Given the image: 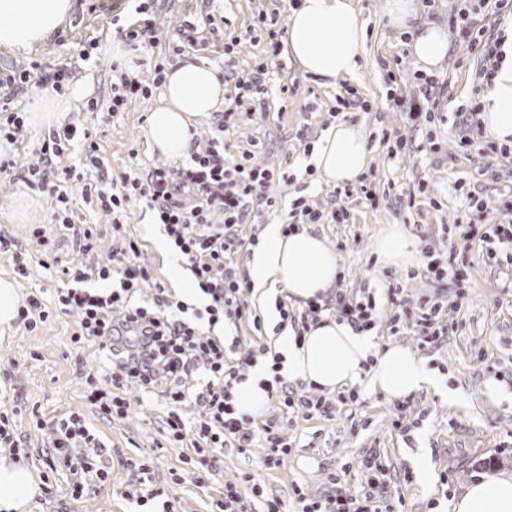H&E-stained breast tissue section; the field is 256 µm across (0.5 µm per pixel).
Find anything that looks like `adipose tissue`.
<instances>
[{"mask_svg": "<svg viewBox=\"0 0 512 512\" xmlns=\"http://www.w3.org/2000/svg\"><path fill=\"white\" fill-rule=\"evenodd\" d=\"M77 7L76 0H0V52L31 53L63 27ZM384 14L391 27L411 35V51L425 70H433L448 55V33L429 24L417 27L414 0H385ZM365 25L352 0H302L288 17L286 50L305 73L323 82L354 79L364 50ZM163 103L148 118L147 137L163 157L187 156L197 130L224 106V81L217 68L184 60L165 72ZM486 134L512 141V59L504 60L483 99ZM371 149L363 126L341 121L323 136L314 155L324 183L356 181L369 164ZM377 251L389 265L412 263L416 247L403 226L392 225L379 237ZM259 297L271 286L288 292L302 305L323 299L338 276L336 253L319 234L301 228L283 233L270 224L248 262ZM286 359L283 374L323 391L366 383L372 390L398 399L435 386L426 362L404 346L377 349L373 336L348 322L322 316L303 338L285 328L274 343ZM42 494L37 473L21 459L0 453V512H30ZM451 512H512V474L466 484L451 504Z\"/></svg>", "mask_w": 512, "mask_h": 512, "instance_id": "obj_1", "label": "adipose tissue"}]
</instances>
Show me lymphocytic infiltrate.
<instances>
[{
	"instance_id": "f902f5d3",
	"label": "lymphocytic infiltrate",
	"mask_w": 512,
	"mask_h": 512,
	"mask_svg": "<svg viewBox=\"0 0 512 512\" xmlns=\"http://www.w3.org/2000/svg\"><path fill=\"white\" fill-rule=\"evenodd\" d=\"M512 17V0H459V7L449 21L454 40L468 44L479 54L483 67L480 78L491 81L502 60L504 33H488L483 25L486 17ZM223 43L225 52H233L238 37L223 39L217 28H209L200 35L194 21L187 20L177 30L172 43L174 53L192 51L204 53L213 43ZM71 67L44 69L0 70V131L19 127L18 113L9 111L7 102L24 92L28 84L46 91L60 92L70 81ZM482 105L477 101L461 104L451 114L452 126L458 131L461 149H477L499 155L512 163V145L500 144L485 138L478 115ZM235 111L226 109L218 123L219 134L208 140L203 150H191L186 165L156 167L139 175L122 174L120 179L109 176V167L99 154L98 144L89 132L67 125L49 132L42 142L40 167L30 169L25 181L53 201L55 219L60 226L70 227L67 215L70 198L66 185H78L84 198L95 199L100 211L114 216L130 203L146 202L156 223L177 253L185 260L197 287L210 302L204 310L190 312L177 301L164 295V287L153 284V273L137 262L139 251L135 241H128L126 249L113 251L109 259L98 264L94 271L83 267L69 268L70 284L58 289L53 299L64 313L74 316V342L99 340L103 350L113 358L109 386L89 381L86 399L103 416L126 417L128 404L121 393L135 388L151 391L159 382H167L166 398L168 443L181 446L192 439L197 467H212L215 452L233 448L246 452L255 440L251 416L239 413L233 404V384L239 378L236 368L227 366L226 348L204 331L222 319L251 321L254 331H261L260 318L254 317L244 301L252 282L234 262V255L245 242L237 234L239 224L245 223L254 205L272 206L268 189L275 178L274 171L259 164L253 152H244L237 160L224 155V129L233 125ZM80 144L86 161L99 171L97 183L84 182L76 168L58 169L54 163L68 146ZM476 182H488L497 193V224L483 231L481 220L487 209L483 199H475L470 221L460 225L447 252L425 248L423 274L437 284L454 285L459 301H467L469 272L466 256L474 238L512 243V175L484 169L470 175ZM367 180L359 178L357 185L335 188L339 198L337 208L329 212L312 208L305 198L293 200L287 215L288 231L301 224H343L349 220L346 199L367 195ZM115 279L111 292L97 294L85 289L90 276ZM155 287L153 304L132 305L131 299L148 287ZM388 320H381L372 296H350L336 293L324 301H310L300 324L315 320L321 313L336 310L340 319L360 331L386 327L389 335L399 336L413 332L422 346L436 348L453 334L457 321L445 320L438 304L429 299L410 300L402 288L390 287L385 293ZM263 388L287 408L289 414H313L331 419L340 403H358V390L338 392L335 399L307 396L300 393L297 384L288 382L280 374H273ZM194 398L202 409L199 419L185 423L179 408L187 398ZM52 449L44 463L49 471L67 469L73 476L72 495L81 498L106 482L109 472L102 467L97 454L102 443L88 428L82 414L74 412L59 420L53 430ZM130 473L129 498L143 505L163 496V488L152 482L153 461L150 454L127 460ZM363 485L359 494L347 491L352 470L342 465L330 479L336 487L334 495L312 499L299 495L300 512H395L387 488L388 470L378 453L366 456L360 467ZM249 483L257 500L255 512H281L279 499L264 495L254 474H244L241 480L224 483L222 496L213 503V512H246L241 495L242 483Z\"/></svg>"
}]
</instances>
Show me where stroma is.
I'll use <instances>...</instances> for the list:
<instances>
[{
	"instance_id": "1",
	"label": "stroma",
	"mask_w": 512,
	"mask_h": 512,
	"mask_svg": "<svg viewBox=\"0 0 512 512\" xmlns=\"http://www.w3.org/2000/svg\"><path fill=\"white\" fill-rule=\"evenodd\" d=\"M366 29L361 68L351 85L359 105L339 108L336 96L340 85L317 81L280 53L281 64L274 68L272 81H287L292 92L287 100L270 96L264 119L244 121L224 133V153L238 158L253 150L258 161L275 171L293 174V183L278 182L269 190L276 199V211L248 217L240 225V237L260 235L265 225L280 222L292 198L305 196L315 209L329 211L335 205L333 185L309 176L310 162L304 155L303 142H315L337 121L362 124L372 150L368 165L372 177L368 190L376 196L377 206L349 200L350 219L345 224H317L315 233L326 239L339 259L336 289L348 295L381 292L389 286H402L411 298L427 297L447 308L448 315L459 321L455 335L436 350L421 348L417 336L405 333L389 336L380 331L374 342L379 349L403 345L417 352L426 362L441 365L438 388L423 389L408 396L407 419L410 432H397L393 425L394 399L382 393L364 390L362 404L337 405L335 419L320 416L289 418L282 405L270 402L265 417L257 418L263 427L266 418L281 424L287 437L295 439L283 465L273 469L263 466L267 453L263 439H255L252 448L240 453L225 449L217 455L212 469H197L191 463V447L165 446L167 405L164 393L154 390L144 394L130 389L125 393L128 416L122 420L100 418L85 400V375L94 373L106 380L112 370L110 357L98 344L72 341L75 319L58 309H50L49 319L39 330L30 332L16 325L10 336L0 337V389L15 390L18 411L17 435L28 446L29 465L45 475L43 494L37 497L31 512H136L137 506L126 498L127 471L125 458L151 453L153 478L165 488L176 512H208L210 503L224 489V482L253 473L267 494L280 498L286 512H296V491L309 496L332 493L331 472L342 465L359 470L363 456L377 451L390 474L388 494L400 502L402 512H451L450 504L462 488L481 476L512 472V291L508 290L505 253L500 245L479 242L470 254V299L456 306L455 288L439 287L422 273V260L403 267L385 264L375 242L388 225H402L414 238L417 247L442 248V228L465 221L471 208L466 190L455 182L466 174L499 169L502 160L477 151L462 152L457 133L450 125L434 124L435 145L422 149L424 130L403 126L399 113L387 107L392 94L404 98L419 97L422 68L411 53L410 39L388 24L383 0H354ZM156 54H162L165 66L181 62L171 50L177 26L185 19L211 17L214 26H228L241 37L235 53L225 54L222 47L208 53L206 61L220 72L247 71L267 59L259 16L276 18L278 29H286L291 11L288 0H155ZM113 40L111 25L101 24L88 11V0H78V8L54 39L34 52L13 56L0 53V67L19 70L31 63L55 68L69 63L78 66V75L69 82L64 94L54 95L55 103H71L62 121L87 129L112 170L113 177L128 171H143L163 164L146 136L150 112L160 103V90L150 97L127 102L124 110L111 113L112 59L107 46ZM90 49L98 65L80 60L82 49ZM482 63L469 52L466 44L454 42L448 57L433 75L439 85L435 95L441 112H451L475 93ZM403 127L410 143L402 153L390 156L381 141V132ZM47 128L24 125L8 156L13 171L0 173V204L6 199L32 194L23 182L15 180L14 171L37 164V148L47 135ZM425 187L427 202L416 208L395 204L396 195ZM38 224L55 243V260L51 267L39 263L40 246L32 235L34 225L14 222L0 214V236L22 245L29 255L26 275H18L12 252H0V276L15 278L24 293L43 292L52 299L57 289L65 287L63 270L72 265H92L105 261L119 242L112 237V226L104 213L86 202L80 191L71 193L70 218L73 224L97 226L102 241L89 254L79 253L71 231L50 225L51 201L38 195ZM149 211L131 204L126 212L128 233L139 246L138 260L151 267L157 283L173 290L172 251L156 247L162 234L150 224ZM246 302L254 315L264 321L262 332H254L250 322L225 323V340L239 339L240 349L227 352L226 363L238 366L243 351L254 350L262 360L274 335L270 308L259 305L253 295ZM496 383L497 392H489L488 383ZM84 413L92 431L108 448L103 458L112 472L110 483L95 493L76 499L71 495V476L62 470L46 473L44 451L49 446V425L70 411ZM430 460L429 470L418 469L415 457Z\"/></svg>"
}]
</instances>
